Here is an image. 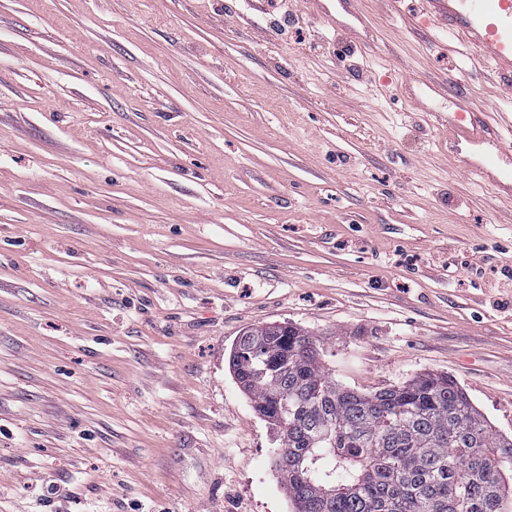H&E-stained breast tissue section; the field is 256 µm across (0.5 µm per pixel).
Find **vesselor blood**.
I'll use <instances>...</instances> for the list:
<instances>
[{
	"label": "vessel or blood",
	"mask_w": 512,
	"mask_h": 512,
	"mask_svg": "<svg viewBox=\"0 0 512 512\" xmlns=\"http://www.w3.org/2000/svg\"><path fill=\"white\" fill-rule=\"evenodd\" d=\"M443 7L449 41L462 43L472 68L498 69L512 92V0H426ZM448 134V155L456 167L491 189L512 207V105L480 110L471 94H458L452 110L434 115Z\"/></svg>",
	"instance_id": "obj_1"
}]
</instances>
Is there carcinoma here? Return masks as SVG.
<instances>
[{"label":"carcinoma","instance_id":"cac0c4a2","mask_svg":"<svg viewBox=\"0 0 512 512\" xmlns=\"http://www.w3.org/2000/svg\"><path fill=\"white\" fill-rule=\"evenodd\" d=\"M229 365L278 428L281 483L303 512H512V440L451 377L346 389L315 338L288 323L243 334Z\"/></svg>","mask_w":512,"mask_h":512}]
</instances>
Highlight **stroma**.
<instances>
[{
  "mask_svg": "<svg viewBox=\"0 0 512 512\" xmlns=\"http://www.w3.org/2000/svg\"><path fill=\"white\" fill-rule=\"evenodd\" d=\"M0 0V512H293L233 379L291 322L361 392L453 376L512 438V209L412 71L421 0Z\"/></svg>",
  "mask_w": 512,
  "mask_h": 512,
  "instance_id": "35a3bbf8",
  "label": "stroma"
}]
</instances>
